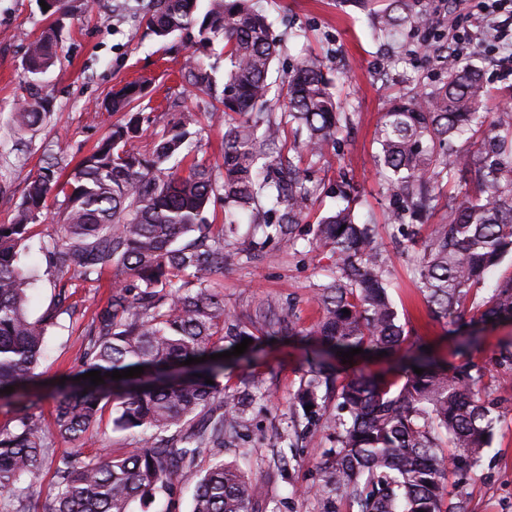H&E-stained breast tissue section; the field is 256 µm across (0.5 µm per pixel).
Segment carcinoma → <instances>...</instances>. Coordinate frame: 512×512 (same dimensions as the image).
I'll use <instances>...</instances> for the list:
<instances>
[{
  "instance_id": "1",
  "label": "carcinoma",
  "mask_w": 512,
  "mask_h": 512,
  "mask_svg": "<svg viewBox=\"0 0 512 512\" xmlns=\"http://www.w3.org/2000/svg\"><path fill=\"white\" fill-rule=\"evenodd\" d=\"M376 30L391 35L405 24L435 31L423 0H359ZM147 28L159 40L184 36L198 50L222 37L224 80L194 59L183 79L195 96L215 102L213 114L224 120L223 180L192 156L190 128L197 113L183 107L153 142L149 152L138 141L143 113L134 111L145 87L129 83L112 93L108 107L128 114L65 178L57 157L29 179L14 221L0 224V399L26 390L38 377L45 336L56 325L50 310L30 317L28 303L36 278L25 263V242L39 222L47 195L63 194L66 211L61 235L41 251L57 274L85 281L115 270L106 305L83 326L84 372L101 373L144 367V372L94 385L80 380L59 392L51 420L42 424L26 415L0 428V512H38L32 498L14 496L33 483L49 456L52 441L81 440L112 405V429L138 435L124 456L104 450L85 458L63 456L58 481L43 512H132L170 490L175 467L196 478L192 512H254L265 500L264 486L235 464L215 457L204 472L196 460L208 448L224 447L246 420L235 395L219 381L224 340L250 336L240 319L224 308V297L204 286L235 258L229 239L237 216L248 215L253 228L287 248L295 246L293 226L301 223L317 189L307 185L293 157H285L286 132L301 141L296 156L313 163L348 130L335 82L326 61L303 58L289 75L284 112L264 114L271 83L268 74L282 51L266 16L252 0H210L200 14L197 0H153ZM56 40L49 27L28 44L27 72L37 80L52 66ZM488 89L471 64L447 68L437 87L419 85L397 97L382 115L375 162L387 194L395 203L394 222L418 220L444 210L415 256L418 288L433 316L454 324L465 307L471 322L512 321V270L484 288L487 272L512 252V113L484 111ZM50 113L33 97L10 124L36 131ZM475 145L477 149L469 150ZM474 167L475 192L447 195L462 167ZM352 186L336 185L340 204L314 228L313 243L334 258L335 275L319 285L322 315L316 329L320 355L332 357L351 348L396 352L404 326L387 284L389 256L368 224L356 222ZM224 201V224L214 231L207 213L212 199ZM349 310L344 315L343 310ZM270 336L288 328L304 331L294 314L266 301L255 308ZM189 357L205 362L185 365ZM424 369L404 374L398 383L385 375L354 372L336 385L316 374L297 393L303 416L334 431L337 448L320 469L316 493L324 512H339L328 494H341L348 512H470L465 489L506 401L482 397L486 367L465 362L441 368L416 357ZM212 379L214 384L206 383ZM330 387L347 418L325 415L318 391ZM224 407L214 413L213 406ZM179 429L178 440L164 436ZM458 475L448 494V470Z\"/></svg>"
}]
</instances>
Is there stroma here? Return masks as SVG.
<instances>
[{"mask_svg": "<svg viewBox=\"0 0 512 512\" xmlns=\"http://www.w3.org/2000/svg\"><path fill=\"white\" fill-rule=\"evenodd\" d=\"M148 2L67 0L65 12L53 16L43 11L39 0H0L1 118L30 97L25 70L29 41L52 26L60 43L58 59L41 84L42 94L51 102L48 124L23 150L17 148L13 136L0 130V224L12 222L28 180L47 162L62 156L78 163L113 123L121 121V114L106 111L105 103L113 90L131 82L148 85L142 101L143 149H150L170 122L173 113L168 105L175 101L201 110L200 122L192 128L199 156L213 168L221 167L224 123L206 114L204 102L190 95L180 79V70L194 49L180 38L160 41L151 34L144 18ZM428 2L447 40L449 61L462 60L483 70L491 93L490 111L512 108V26L495 32L493 23L478 12L481 0ZM253 3L267 15L273 35L283 45L270 73L271 111L279 109L287 72L308 54L324 56L331 76L337 78L351 129L329 149L326 162L311 169L310 176L313 182L328 186L341 177L351 178L358 197V222L373 225L378 242L392 259L387 274L389 294L406 340L396 356L358 354L338 364L340 375L359 370L392 373L427 348L440 360L455 364L470 360L486 366L490 392L512 403V372L503 373L495 365L502 344L512 340V323L485 328L479 341L466 347L455 325L431 315L416 286L414 250L408 247L401 225L392 221V206L374 165L373 138L382 112L418 79L437 84L442 70L420 51V37L399 33L382 39L374 35L370 17L345 0ZM335 205L330 197L314 200L297 228L298 242L290 249L275 240L261 248L253 246L247 225H240L236 260L207 281L212 291L223 296L225 307L236 314H245L271 298L292 310L305 330L304 335L276 341L255 333L251 350L224 361V386L245 395L248 408L239 439L221 448L220 454L263 483L267 497L260 505L262 512H323V500L315 493L318 466L335 448L336 437L323 427L303 432V413L293 400L316 361L317 344L307 331L321 315L317 288L332 270L329 252L310 244L307 231ZM64 209L63 196L49 195L40 223L27 242V262L39 276L29 303L34 316L58 304V279L47 274L40 247L58 235ZM112 282L109 271L96 282L66 278L69 297L47 337L40 376L21 403L0 400V427L11 424L21 407L38 421L50 420L61 379L75 380L83 370L84 317L105 305ZM132 444L128 433L113 430L105 419L81 443L55 439L52 455L55 459L78 450L91 457L105 449L119 456ZM469 491L471 512H512V406L500 417Z\"/></svg>", "mask_w": 512, "mask_h": 512, "instance_id": "35a3bbf8", "label": "stroma"}]
</instances>
